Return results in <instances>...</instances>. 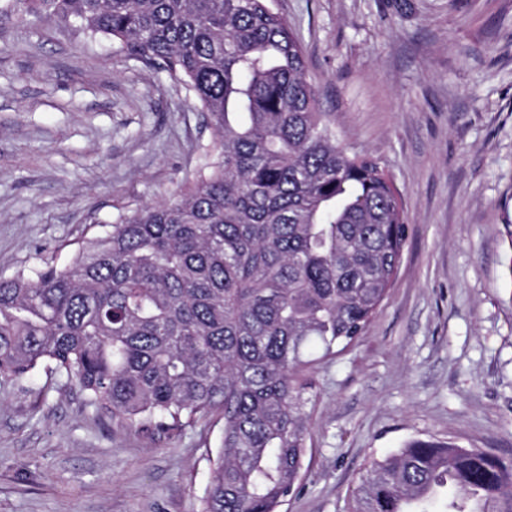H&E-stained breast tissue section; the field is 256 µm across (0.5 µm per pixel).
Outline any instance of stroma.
Returning <instances> with one entry per match:
<instances>
[{
  "label": "stroma",
  "mask_w": 512,
  "mask_h": 512,
  "mask_svg": "<svg viewBox=\"0 0 512 512\" xmlns=\"http://www.w3.org/2000/svg\"><path fill=\"white\" fill-rule=\"evenodd\" d=\"M340 145L392 177L408 237L364 335L308 369L307 452L278 512H349L413 440L512 461V0H275ZM212 135L182 85L0 0V278L194 179ZM220 427L145 436L43 366L0 386V512H198Z\"/></svg>",
  "instance_id": "obj_1"
}]
</instances>
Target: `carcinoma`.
Returning <instances> with one entry per match:
<instances>
[{
    "instance_id": "obj_1",
    "label": "carcinoma",
    "mask_w": 512,
    "mask_h": 512,
    "mask_svg": "<svg viewBox=\"0 0 512 512\" xmlns=\"http://www.w3.org/2000/svg\"><path fill=\"white\" fill-rule=\"evenodd\" d=\"M108 38L194 93L215 154L194 180L77 242L65 266L0 279V384L42 364L149 436L221 424L199 512H276L299 489L308 355L347 346L387 297L400 194L320 111L273 0H23ZM512 512V461L416 440L371 460L350 512Z\"/></svg>"
}]
</instances>
